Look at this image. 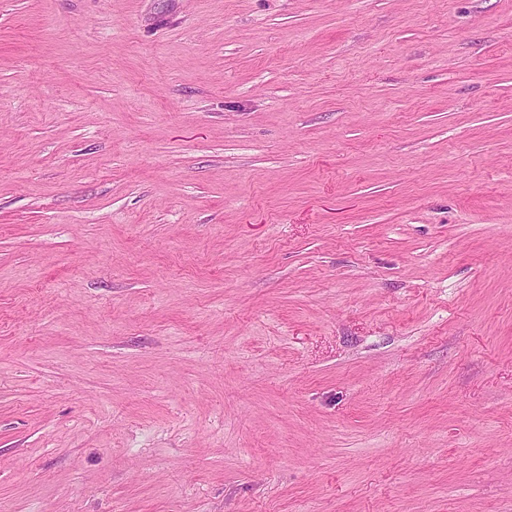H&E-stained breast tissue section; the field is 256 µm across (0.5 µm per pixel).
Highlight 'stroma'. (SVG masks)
Listing matches in <instances>:
<instances>
[{"label":"stroma","mask_w":512,"mask_h":512,"mask_svg":"<svg viewBox=\"0 0 512 512\" xmlns=\"http://www.w3.org/2000/svg\"><path fill=\"white\" fill-rule=\"evenodd\" d=\"M0 512H512V0H0Z\"/></svg>","instance_id":"stroma-1"}]
</instances>
